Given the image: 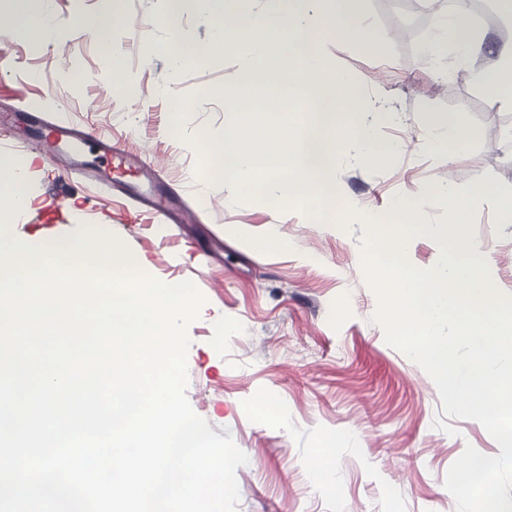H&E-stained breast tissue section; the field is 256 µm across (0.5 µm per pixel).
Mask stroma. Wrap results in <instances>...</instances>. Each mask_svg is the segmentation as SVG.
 I'll return each mask as SVG.
<instances>
[{
    "label": "stroma",
    "instance_id": "stroma-1",
    "mask_svg": "<svg viewBox=\"0 0 512 512\" xmlns=\"http://www.w3.org/2000/svg\"><path fill=\"white\" fill-rule=\"evenodd\" d=\"M166 0H122L110 55L75 36L76 16L93 15L97 0H49L56 40L0 45V113L22 107L80 128L105 133L119 149L147 154L156 187L181 183L175 205L185 223L171 228L132 214L105 220L89 183L61 177L36 161L26 190L29 208L10 222L13 234L38 243L89 226L120 239L150 276L195 283L204 298L187 330L188 400L219 435H231L248 462L238 468L236 512H456L444 478L466 446L499 454L477 421L446 417L430 376L386 344L371 316L377 300L360 266L361 215L386 216L392 201L420 202L429 220L446 208L427 198L435 184L458 192L488 185L474 221L476 241L500 291L512 294V223H501L498 202L512 198V134L490 91L457 71L448 84L428 77L419 45L431 23L411 0H365L364 22L384 37L378 52L333 40L332 64L359 86L375 111V137L392 147L383 164L344 152L337 165L341 224L310 223L296 207H269L262 193L233 202V189L205 187V156L169 132V96L191 101L187 127L220 133L231 115L224 94L238 84L233 56L173 68L164 36L138 37ZM123 76L111 81L108 56ZM455 119L468 149L443 159L427 144L428 130ZM274 235L280 252L258 239ZM281 404L282 421L257 417L260 399ZM336 455L337 478L316 485L309 463L317 448Z\"/></svg>",
    "mask_w": 512,
    "mask_h": 512
}]
</instances>
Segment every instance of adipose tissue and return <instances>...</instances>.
Instances as JSON below:
<instances>
[{"label": "adipose tissue", "mask_w": 512, "mask_h": 512, "mask_svg": "<svg viewBox=\"0 0 512 512\" xmlns=\"http://www.w3.org/2000/svg\"><path fill=\"white\" fill-rule=\"evenodd\" d=\"M121 0H98L97 11L76 22V36L87 37L101 46H111L113 31L121 19ZM13 15L15 34L19 40L46 46L53 42L56 33L54 17L46 8V0H6ZM484 41L473 29L470 13L465 7L440 11L435 15L433 32L421 48L425 59L433 66L430 74L435 81L448 79L446 55H453L456 67L467 68L470 59L481 53ZM473 84L492 85L496 88L494 102L499 108L512 110V44L498 50V63L494 70H469Z\"/></svg>", "instance_id": "1"}]
</instances>
